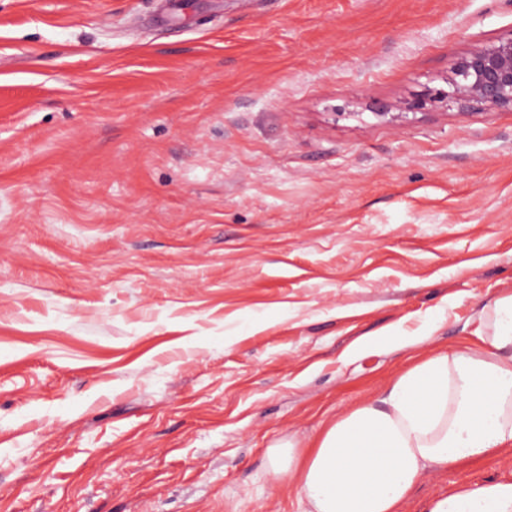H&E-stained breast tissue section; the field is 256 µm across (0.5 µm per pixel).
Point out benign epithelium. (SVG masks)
Listing matches in <instances>:
<instances>
[{
	"mask_svg": "<svg viewBox=\"0 0 512 512\" xmlns=\"http://www.w3.org/2000/svg\"><path fill=\"white\" fill-rule=\"evenodd\" d=\"M448 98L463 109L512 112V36L477 44L457 55L448 89L429 90L405 103V109L421 110Z\"/></svg>",
	"mask_w": 512,
	"mask_h": 512,
	"instance_id": "obj_1",
	"label": "benign epithelium"
}]
</instances>
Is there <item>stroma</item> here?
<instances>
[{
  "mask_svg": "<svg viewBox=\"0 0 512 512\" xmlns=\"http://www.w3.org/2000/svg\"><path fill=\"white\" fill-rule=\"evenodd\" d=\"M510 33L512 0H0V512H304L272 446L512 291V112L376 116Z\"/></svg>",
  "mask_w": 512,
  "mask_h": 512,
  "instance_id": "1",
  "label": "stroma"
}]
</instances>
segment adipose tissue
<instances>
[{
  "label": "adipose tissue",
  "instance_id": "1",
  "mask_svg": "<svg viewBox=\"0 0 512 512\" xmlns=\"http://www.w3.org/2000/svg\"><path fill=\"white\" fill-rule=\"evenodd\" d=\"M480 349L413 356L378 401L326 421L307 452L288 440L305 512H404L429 471L512 455V292ZM428 512H512V480L458 486Z\"/></svg>",
  "mask_w": 512,
  "mask_h": 512
}]
</instances>
